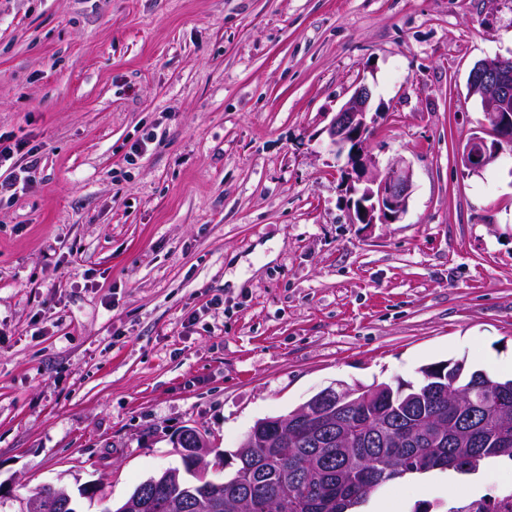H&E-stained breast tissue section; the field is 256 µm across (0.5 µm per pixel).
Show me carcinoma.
I'll return each mask as SVG.
<instances>
[{"instance_id": "cac0c4a2", "label": "carcinoma", "mask_w": 512, "mask_h": 512, "mask_svg": "<svg viewBox=\"0 0 512 512\" xmlns=\"http://www.w3.org/2000/svg\"><path fill=\"white\" fill-rule=\"evenodd\" d=\"M459 370L461 384H497L512 408V379L471 370L459 360L448 363V376ZM391 391L349 411L345 448L336 445V433L319 436L305 424L280 444L279 417L261 418L254 423L261 435L252 460L235 455L232 471L203 479L185 466L178 479L151 488L147 512H200L199 501L205 512H237L245 498L259 505L255 512H357L372 493L406 474L473 475L488 460L512 462V423L483 412L481 392L470 408L430 399L408 414L397 399L399 388ZM31 497L41 501L43 512H62L46 484Z\"/></svg>"}]
</instances>
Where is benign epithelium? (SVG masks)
Instances as JSON below:
<instances>
[{
    "label": "benign epithelium",
    "mask_w": 512,
    "mask_h": 512,
    "mask_svg": "<svg viewBox=\"0 0 512 512\" xmlns=\"http://www.w3.org/2000/svg\"><path fill=\"white\" fill-rule=\"evenodd\" d=\"M469 96L477 97L486 126L497 131V139L489 142L481 136L469 138L461 151L463 165L479 173L503 153V145L512 141V60L487 58L475 64L468 78ZM372 92L360 81L352 95L333 116L327 131L337 156H346L341 179L352 200V222L355 224H394L407 212L413 189L414 171L410 162L395 158L384 167L379 165L369 148L374 117L369 115ZM382 394L362 387L328 388L309 402L300 412L301 419L310 421L322 415V402L327 396L336 397V408L357 406ZM179 442L184 445L185 459L201 473L207 471L206 461L212 451L207 434L197 428L182 432Z\"/></svg>",
    "instance_id": "benign-epithelium-1"
}]
</instances>
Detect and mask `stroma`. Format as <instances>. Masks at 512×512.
Listing matches in <instances>:
<instances>
[{
  "label": "stroma",
  "instance_id": "stroma-1",
  "mask_svg": "<svg viewBox=\"0 0 512 512\" xmlns=\"http://www.w3.org/2000/svg\"><path fill=\"white\" fill-rule=\"evenodd\" d=\"M496 56L512 0H0V133L41 158L0 202V512L58 482L102 512L183 427L231 453L325 388L511 358L512 156L458 157ZM361 81L414 170L394 224L351 223L327 133Z\"/></svg>",
  "mask_w": 512,
  "mask_h": 512
}]
</instances>
